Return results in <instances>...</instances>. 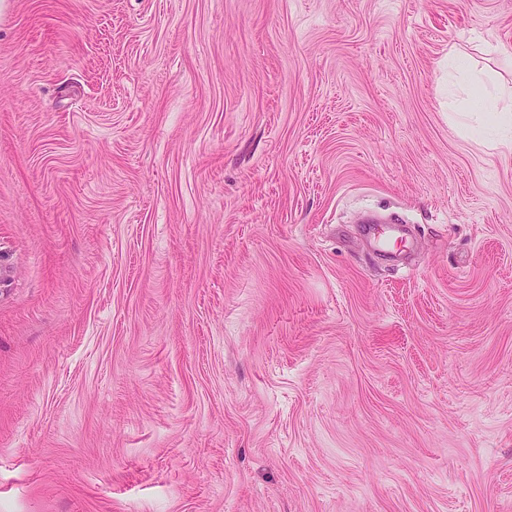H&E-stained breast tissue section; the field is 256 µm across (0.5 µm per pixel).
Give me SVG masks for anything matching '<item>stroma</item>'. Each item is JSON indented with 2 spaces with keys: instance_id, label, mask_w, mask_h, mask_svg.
I'll return each mask as SVG.
<instances>
[{
  "instance_id": "obj_1",
  "label": "stroma",
  "mask_w": 512,
  "mask_h": 512,
  "mask_svg": "<svg viewBox=\"0 0 512 512\" xmlns=\"http://www.w3.org/2000/svg\"><path fill=\"white\" fill-rule=\"evenodd\" d=\"M512 0H0V512H512Z\"/></svg>"
}]
</instances>
